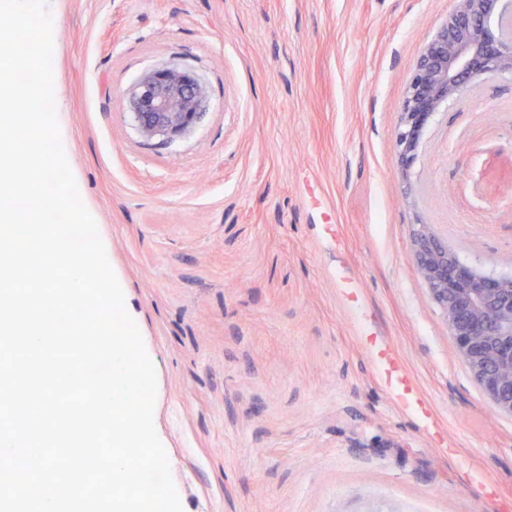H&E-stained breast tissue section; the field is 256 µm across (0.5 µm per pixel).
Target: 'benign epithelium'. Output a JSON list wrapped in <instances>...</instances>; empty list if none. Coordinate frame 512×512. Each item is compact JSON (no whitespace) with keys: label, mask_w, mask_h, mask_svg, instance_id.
<instances>
[{"label":"benign epithelium","mask_w":512,"mask_h":512,"mask_svg":"<svg viewBox=\"0 0 512 512\" xmlns=\"http://www.w3.org/2000/svg\"><path fill=\"white\" fill-rule=\"evenodd\" d=\"M455 2L446 23L424 44L410 79L397 134L406 167L443 105L462 98L481 77L512 75V34L502 22L512 0ZM207 103L200 80L175 67L144 73L126 96L139 134L167 142L194 127ZM411 246L458 357L494 410L512 416V277L463 263L433 224L416 225Z\"/></svg>","instance_id":"benign-epithelium-1"}]
</instances>
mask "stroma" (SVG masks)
Listing matches in <instances>:
<instances>
[{
	"label": "stroma",
	"instance_id": "stroma-1",
	"mask_svg": "<svg viewBox=\"0 0 512 512\" xmlns=\"http://www.w3.org/2000/svg\"><path fill=\"white\" fill-rule=\"evenodd\" d=\"M454 0H47L62 147L157 373L183 512H512V417L456 354L411 250L436 225L512 274V79L396 144ZM191 67L197 125L123 95ZM402 360L428 405L372 361ZM206 87L189 70L166 67L144 73L126 96L139 134L172 142L194 127L206 110Z\"/></svg>",
	"mask_w": 512,
	"mask_h": 512
}]
</instances>
